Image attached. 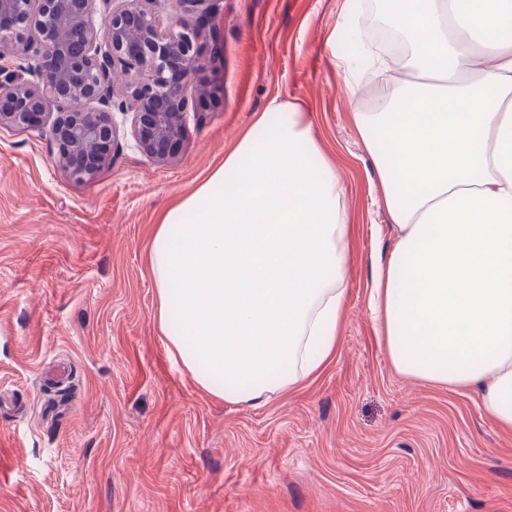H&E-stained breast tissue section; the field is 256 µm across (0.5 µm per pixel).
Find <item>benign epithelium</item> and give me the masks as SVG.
I'll return each instance as SVG.
<instances>
[{
    "mask_svg": "<svg viewBox=\"0 0 512 512\" xmlns=\"http://www.w3.org/2000/svg\"><path fill=\"white\" fill-rule=\"evenodd\" d=\"M101 2L99 12L89 0H0V41L17 59L0 67V124L49 122L57 162L76 182L111 158L122 123L143 153L169 159L190 107L211 95L194 78L212 0H185L167 25L141 0Z\"/></svg>",
    "mask_w": 512,
    "mask_h": 512,
    "instance_id": "1",
    "label": "benign epithelium"
}]
</instances>
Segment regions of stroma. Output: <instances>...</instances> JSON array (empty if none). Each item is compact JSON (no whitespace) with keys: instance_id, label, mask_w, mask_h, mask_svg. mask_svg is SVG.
I'll return each instance as SVG.
<instances>
[{"instance_id":"obj_1","label":"stroma","mask_w":512,"mask_h":512,"mask_svg":"<svg viewBox=\"0 0 512 512\" xmlns=\"http://www.w3.org/2000/svg\"><path fill=\"white\" fill-rule=\"evenodd\" d=\"M357 0H214L189 112L161 162L121 134L84 182L48 129L0 125V512H512V431L471 389L398 373L368 311L396 231L352 110L341 24ZM301 104L350 218L345 312L317 379L260 408L174 364L146 262L159 213L224 160L271 101ZM67 368L66 400L47 380Z\"/></svg>"}]
</instances>
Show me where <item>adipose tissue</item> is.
Instances as JSON below:
<instances>
[{"mask_svg": "<svg viewBox=\"0 0 512 512\" xmlns=\"http://www.w3.org/2000/svg\"><path fill=\"white\" fill-rule=\"evenodd\" d=\"M406 53L352 117L398 235L370 308L394 368L475 388L512 430V0H386ZM349 214L307 112L271 102L167 209L148 266L171 359L254 408L336 354Z\"/></svg>", "mask_w": 512, "mask_h": 512, "instance_id": "1", "label": "adipose tissue"}]
</instances>
